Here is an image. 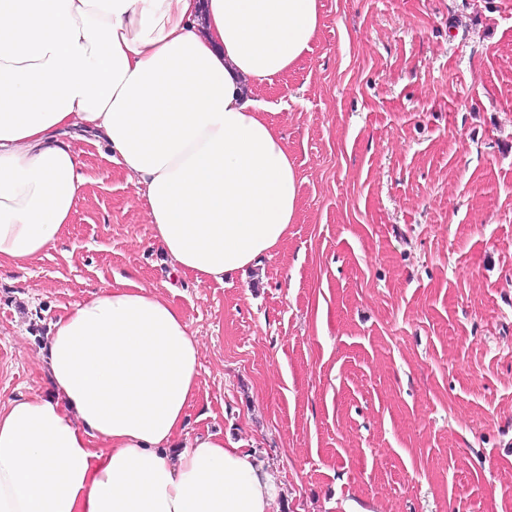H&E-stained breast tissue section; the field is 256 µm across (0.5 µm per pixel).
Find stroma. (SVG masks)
<instances>
[{
  "label": "stroma",
  "mask_w": 512,
  "mask_h": 512,
  "mask_svg": "<svg viewBox=\"0 0 512 512\" xmlns=\"http://www.w3.org/2000/svg\"><path fill=\"white\" fill-rule=\"evenodd\" d=\"M268 105L300 185L277 253L173 276L135 177L88 179L54 249L0 269V397L47 392L38 349L129 277L201 342L182 442L269 466L279 512H512V0H320Z\"/></svg>",
  "instance_id": "1"
}]
</instances>
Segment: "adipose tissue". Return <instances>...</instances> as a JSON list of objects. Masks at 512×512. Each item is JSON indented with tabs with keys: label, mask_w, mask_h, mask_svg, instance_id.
<instances>
[{
	"label": "adipose tissue",
	"mask_w": 512,
	"mask_h": 512,
	"mask_svg": "<svg viewBox=\"0 0 512 512\" xmlns=\"http://www.w3.org/2000/svg\"><path fill=\"white\" fill-rule=\"evenodd\" d=\"M319 24V0H0V267L64 234L86 184L76 131L142 185L173 273L220 283L274 254L298 178L251 89ZM39 355L50 392L0 400V512H276L250 454L211 434L178 447L200 344L155 290L98 288Z\"/></svg>",
	"instance_id": "ef3b65f1"
}]
</instances>
